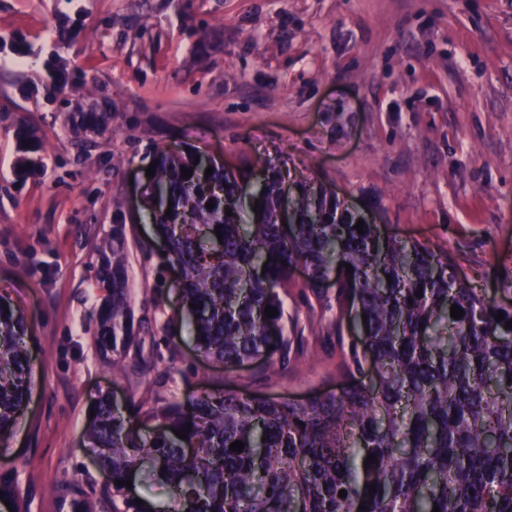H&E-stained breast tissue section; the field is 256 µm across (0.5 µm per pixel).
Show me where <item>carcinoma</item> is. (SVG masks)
I'll return each instance as SVG.
<instances>
[{"label": "carcinoma", "instance_id": "cac0c4a2", "mask_svg": "<svg viewBox=\"0 0 512 512\" xmlns=\"http://www.w3.org/2000/svg\"><path fill=\"white\" fill-rule=\"evenodd\" d=\"M111 120L90 113L79 127L104 132ZM195 159H159L145 203L178 288L197 305L185 323L198 351L226 366L287 352L281 293L298 265L317 292L335 279L339 320L355 330L339 335L347 353L336 391L310 400L204 391L120 409L99 399L84 439L108 474L109 512H512V305L497 300L496 284L472 287L448 255L377 224L357 233L361 215L322 185L290 193L273 169L249 191L253 173L214 166L208 176ZM97 282L94 344L119 356L136 341L121 224ZM267 305L276 316H264ZM30 375L23 316L0 303L1 440L24 413ZM236 440L239 453L229 450ZM118 480L164 486L170 500Z\"/></svg>", "mask_w": 512, "mask_h": 512}]
</instances>
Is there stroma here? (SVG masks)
I'll list each match as a JSON object with an SVG mask.
<instances>
[{"mask_svg": "<svg viewBox=\"0 0 512 512\" xmlns=\"http://www.w3.org/2000/svg\"><path fill=\"white\" fill-rule=\"evenodd\" d=\"M82 112L112 122L78 135ZM26 128L41 166L20 177ZM188 149L330 186L512 303V0H0V301L23 312L33 366L0 441V512H73L98 473L83 434L99 396L335 390L336 291L300 273L287 358L227 369L195 351L143 206L149 164ZM116 224L138 334L120 376L92 339Z\"/></svg>", "mask_w": 512, "mask_h": 512, "instance_id": "obj_1", "label": "stroma"}]
</instances>
